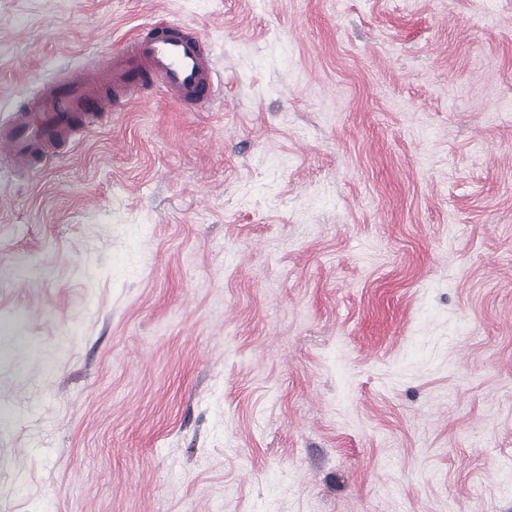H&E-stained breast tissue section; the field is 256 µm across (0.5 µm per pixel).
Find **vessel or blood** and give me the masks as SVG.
Instances as JSON below:
<instances>
[{"instance_id":"b4317fda","label":"vessel or blood","mask_w":512,"mask_h":512,"mask_svg":"<svg viewBox=\"0 0 512 512\" xmlns=\"http://www.w3.org/2000/svg\"><path fill=\"white\" fill-rule=\"evenodd\" d=\"M106 83L112 87L108 96L101 91ZM156 89L193 109L215 101L213 61L198 30L148 27L113 51L105 72L79 73L29 97L0 123V155L12 167L33 170L47 149L72 146L87 129Z\"/></svg>"}]
</instances>
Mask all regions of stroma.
I'll use <instances>...</instances> for the list:
<instances>
[{"instance_id":"obj_1","label":"stroma","mask_w":512,"mask_h":512,"mask_svg":"<svg viewBox=\"0 0 512 512\" xmlns=\"http://www.w3.org/2000/svg\"><path fill=\"white\" fill-rule=\"evenodd\" d=\"M0 0V119L154 22L155 93L0 177V512H512V0Z\"/></svg>"}]
</instances>
